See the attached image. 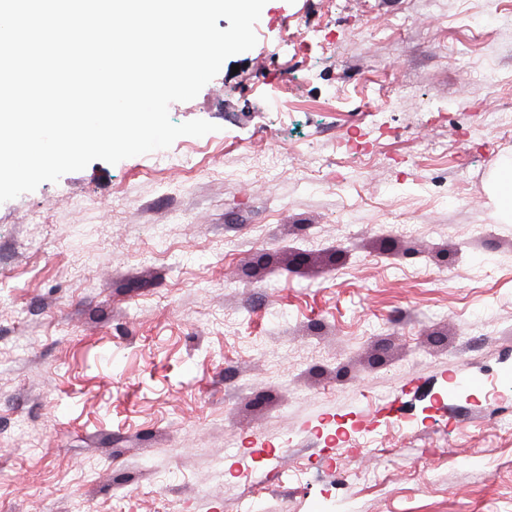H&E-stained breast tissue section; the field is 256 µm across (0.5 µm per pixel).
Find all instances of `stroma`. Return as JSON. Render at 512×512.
I'll return each instance as SVG.
<instances>
[{
    "label": "stroma",
    "instance_id": "obj_1",
    "mask_svg": "<svg viewBox=\"0 0 512 512\" xmlns=\"http://www.w3.org/2000/svg\"><path fill=\"white\" fill-rule=\"evenodd\" d=\"M255 33L217 131L0 204V512H512V0ZM496 211L500 217L512 218V164L501 169L494 194Z\"/></svg>",
    "mask_w": 512,
    "mask_h": 512
}]
</instances>
